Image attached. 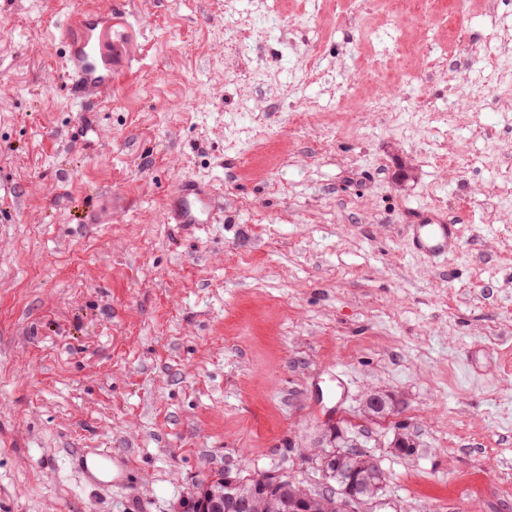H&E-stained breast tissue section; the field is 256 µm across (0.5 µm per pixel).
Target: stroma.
<instances>
[{
  "mask_svg": "<svg viewBox=\"0 0 512 512\" xmlns=\"http://www.w3.org/2000/svg\"><path fill=\"white\" fill-rule=\"evenodd\" d=\"M78 7L121 38L83 101L41 49ZM510 48L512 0H0V512H176L226 471L314 491L334 426L386 475L373 512H512ZM181 184L215 223H174ZM426 210L461 226L437 262ZM407 233L413 252L430 259L445 258L459 247L458 224L439 213L422 214L416 224L407 226ZM76 461L78 467L89 478L97 481L94 471L99 473L112 472V479L106 483L115 487H125L129 484L130 473L125 463L112 459V454L107 448H97L96 451L82 452L77 456Z\"/></svg>",
  "mask_w": 512,
  "mask_h": 512,
  "instance_id": "35a3bbf8",
  "label": "stroma"
}]
</instances>
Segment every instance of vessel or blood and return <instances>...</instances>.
<instances>
[{
	"label": "vessel or blood",
	"mask_w": 512,
	"mask_h": 512,
	"mask_svg": "<svg viewBox=\"0 0 512 512\" xmlns=\"http://www.w3.org/2000/svg\"><path fill=\"white\" fill-rule=\"evenodd\" d=\"M112 34V20L81 12L73 16L58 36L67 59L66 77L76 98L111 87L113 71L101 50L102 40ZM212 189L206 185L178 186L174 192L171 216L178 224H209L213 221ZM408 238L413 252L431 259H441L459 247L457 224L434 212L422 214L416 223L408 225ZM86 476L111 473L115 487L128 485L130 473L125 463L113 459L105 448L82 452L76 458Z\"/></svg>",
	"instance_id": "vessel-or-blood-1"
}]
</instances>
